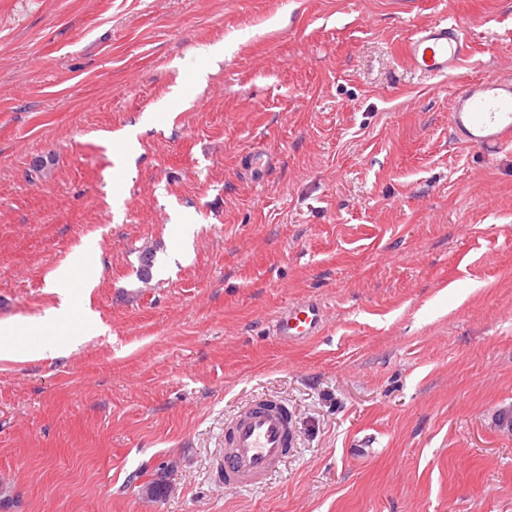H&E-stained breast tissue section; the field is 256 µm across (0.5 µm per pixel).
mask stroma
Segmentation results:
<instances>
[{
    "label": "stroma",
    "instance_id": "obj_1",
    "mask_svg": "<svg viewBox=\"0 0 512 512\" xmlns=\"http://www.w3.org/2000/svg\"><path fill=\"white\" fill-rule=\"evenodd\" d=\"M444 18L471 49L427 81ZM497 73L512 0H0V322L42 325L0 358V512H512V145L448 123ZM308 297L323 335L269 336ZM259 397L296 448L219 486ZM469 42L463 29L446 19L416 30L404 44L410 65L427 79L447 75L469 54ZM71 270L69 266L60 267L49 282V288L60 293L61 306L54 311L53 319L67 318L71 316V303L66 294V288H70Z\"/></svg>",
    "mask_w": 512,
    "mask_h": 512
}]
</instances>
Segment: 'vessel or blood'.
<instances>
[{
  "label": "vessel or blood",
  "instance_id": "vessel-or-blood-1",
  "mask_svg": "<svg viewBox=\"0 0 512 512\" xmlns=\"http://www.w3.org/2000/svg\"><path fill=\"white\" fill-rule=\"evenodd\" d=\"M469 49L463 29L443 19L416 30L403 52L415 71L434 79L458 67ZM451 128L457 143L490 157L512 145V77L491 75L457 88L451 98ZM327 323L326 307L308 298L279 309L269 322V333L282 344L303 343L322 335ZM295 444V422L287 405L274 398L258 399L225 424L216 480L226 487L264 483Z\"/></svg>",
  "mask_w": 512,
  "mask_h": 512
}]
</instances>
